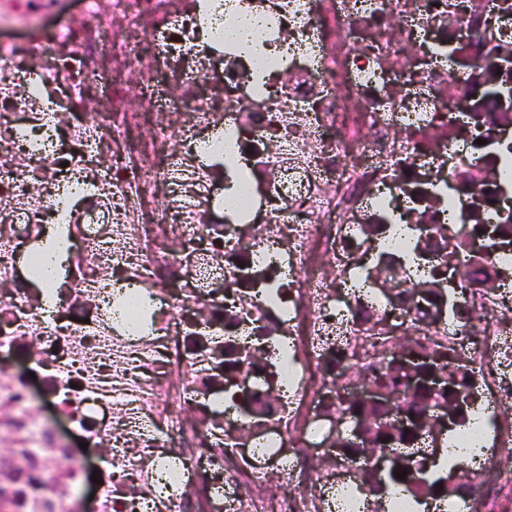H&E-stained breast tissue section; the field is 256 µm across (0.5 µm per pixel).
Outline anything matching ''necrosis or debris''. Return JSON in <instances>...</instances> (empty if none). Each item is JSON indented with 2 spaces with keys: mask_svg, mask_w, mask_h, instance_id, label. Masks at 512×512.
<instances>
[{
  "mask_svg": "<svg viewBox=\"0 0 512 512\" xmlns=\"http://www.w3.org/2000/svg\"><path fill=\"white\" fill-rule=\"evenodd\" d=\"M506 50L512 0H0V447L66 449L53 512H371L405 335L483 415L454 512H512ZM60 233V230H56L54 234H50L44 239L39 247L43 259L40 278L48 286L53 283L55 277H58L59 266L65 249V239Z\"/></svg>",
  "mask_w": 512,
  "mask_h": 512,
  "instance_id": "4bbe7bcc",
  "label": "necrosis or debris"
}]
</instances>
